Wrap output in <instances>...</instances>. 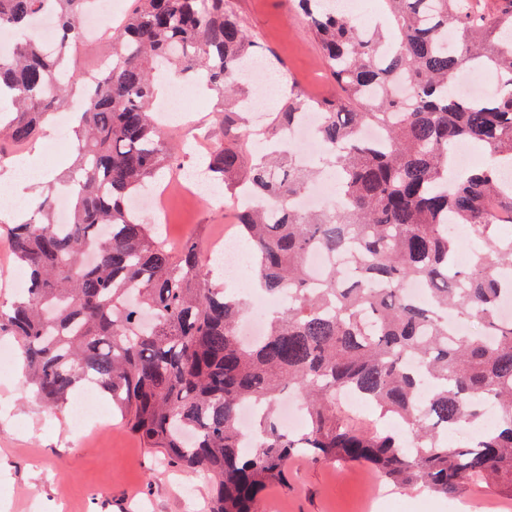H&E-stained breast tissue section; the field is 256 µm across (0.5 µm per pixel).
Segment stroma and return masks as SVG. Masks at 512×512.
Masks as SVG:
<instances>
[{
	"mask_svg": "<svg viewBox=\"0 0 512 512\" xmlns=\"http://www.w3.org/2000/svg\"><path fill=\"white\" fill-rule=\"evenodd\" d=\"M236 12L256 41L284 59L287 75L310 95L331 98L336 86L319 45L292 10L289 0H234ZM196 95L181 106L196 126L195 138L167 171L164 205L174 241L197 236L203 254L233 232L230 195L193 197L180 183L201 163L209 139L220 134V97L203 77ZM101 412L78 426L73 405L51 411L35 401L24 385L20 363L0 372V512H209L211 485L189 469L164 461L145 447L101 397ZM386 485L388 499L372 512H512V500L494 488L456 497L385 484L367 465L288 462L286 485L270 489L262 512H356L373 487Z\"/></svg>",
	"mask_w": 512,
	"mask_h": 512,
	"instance_id": "stroma-1",
	"label": "stroma"
}]
</instances>
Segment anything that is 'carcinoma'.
<instances>
[{
  "instance_id": "carcinoma-1",
  "label": "carcinoma",
  "mask_w": 512,
  "mask_h": 512,
  "mask_svg": "<svg viewBox=\"0 0 512 512\" xmlns=\"http://www.w3.org/2000/svg\"><path fill=\"white\" fill-rule=\"evenodd\" d=\"M95 0H0V29L18 34L0 54V139L31 144L71 91L63 60L85 39L82 16ZM233 0H132L112 34L109 69L86 93L67 174L78 185L71 223L53 221L57 188L43 189L20 224H1L29 288L0 302V334L14 337L26 383L50 410L83 382L108 394L148 448L211 480V512H261L268 489L285 482L288 460L367 464L391 482L443 495L480 481L512 499V0H384L390 43L376 29L327 7L292 0L318 40L341 91L320 101L318 139L339 180L324 210L290 201L315 172L298 165L286 135L311 106L291 84L270 112L264 153L244 161L243 112H224V139L207 148L204 173L224 189L245 188L274 203L236 205L240 237L252 246L260 291L282 308L256 343L238 333L246 302L212 284L199 239L168 244L129 206L179 151L151 111L157 66L184 81L202 74L224 97L244 102L238 74L247 57L272 52L249 34ZM57 19L53 49L32 30L46 9ZM491 74L497 92H454L463 65ZM382 130L378 142L360 135ZM463 141L484 144L496 163L454 173ZM480 243L467 267L448 225ZM314 249L332 264L319 278ZM428 287L414 301L405 286ZM479 323L459 336L448 315ZM360 394L379 418L354 423L338 397ZM303 400L302 432L281 428L288 392ZM262 408L259 445L243 447L237 416ZM498 408L483 426L486 408ZM480 431L466 445L448 430Z\"/></svg>"
}]
</instances>
